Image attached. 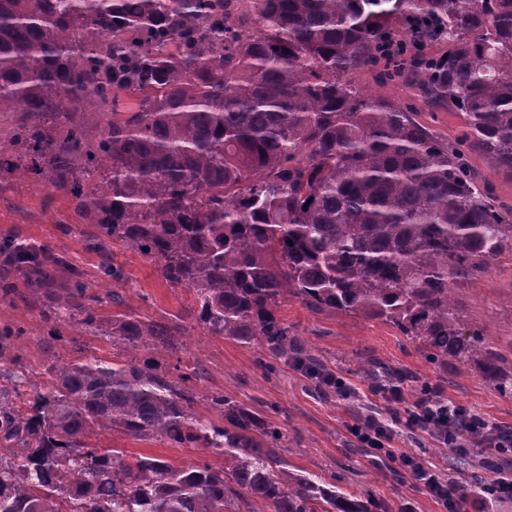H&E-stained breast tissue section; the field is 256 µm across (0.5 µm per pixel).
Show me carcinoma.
Returning a JSON list of instances; mask_svg holds the SVG:
<instances>
[{"mask_svg":"<svg viewBox=\"0 0 512 512\" xmlns=\"http://www.w3.org/2000/svg\"><path fill=\"white\" fill-rule=\"evenodd\" d=\"M382 61L379 80L409 72L463 114L462 147L359 86ZM0 114V171L69 196L105 276L121 279L116 244L160 263L208 335L332 386L279 316L292 297L389 323L512 394L450 288L512 244V206L465 156L512 176V0H0ZM0 259L115 350L49 364L23 401L21 379L0 393V512H390L289 468L260 412L217 394V418L193 413L196 372L137 358L177 349L180 322L101 318L83 273L35 242L3 237ZM102 429L200 444L224 468L129 458L92 443Z\"/></svg>","mask_w":512,"mask_h":512,"instance_id":"cac0c4a2","label":"carcinoma"}]
</instances>
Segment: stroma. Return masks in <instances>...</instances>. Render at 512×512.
Segmentation results:
<instances>
[{
	"instance_id": "1",
	"label": "stroma",
	"mask_w": 512,
	"mask_h": 512,
	"mask_svg": "<svg viewBox=\"0 0 512 512\" xmlns=\"http://www.w3.org/2000/svg\"><path fill=\"white\" fill-rule=\"evenodd\" d=\"M367 94L389 99L413 112L415 119L434 134L457 143L464 126L458 113L423 100L413 79L382 82L375 70L357 74ZM91 227L79 218L69 197L30 178L0 173V238L29 239L65 255L99 295L96 310L110 316L135 311L155 319L185 315L187 335L179 349L161 354L163 363L189 365L200 376L191 388L196 415L213 417L209 398L224 394L260 411L284 436L286 458L293 468L325 477H337L350 495L369 494L390 503L393 512H442L440 502L415 484L399 464L402 455H415L436 464L444 479L456 483L459 472L454 460L435 455V437L410 431L404 425L405 408L416 400L420 386L435 389L443 398L467 407L490 424L512 430V397L501 394L471 366L456 360L432 364L415 343L396 328L376 319L314 312L300 300L288 299L279 316L293 334L302 337L326 362L329 370L344 378L346 396L320 389L293 363L274 360L273 370H264L265 353L230 339L207 335L187 312L194 296L189 288L166 281L158 265L125 245L112 248L113 261L123 277L104 278L99 255L88 247ZM14 299L0 297V332H17L0 360V389L12 388L16 375L27 374L41 381L48 360L75 362L96 354L111 358L112 345L105 339L71 330L67 322L49 314L41 305H26L30 291L22 276L12 279ZM118 292L123 305L111 302ZM454 300L467 328L489 329L503 366L512 371V248L505 249L481 274L456 280ZM383 363L404 377V401L395 404L375 395L362 368ZM379 421L395 431L391 455H379L362 447L350 433L352 424ZM102 448H123L131 455H150L173 466L200 461L222 468L224 458L207 448H182L163 440H136L112 431H102Z\"/></svg>"
}]
</instances>
